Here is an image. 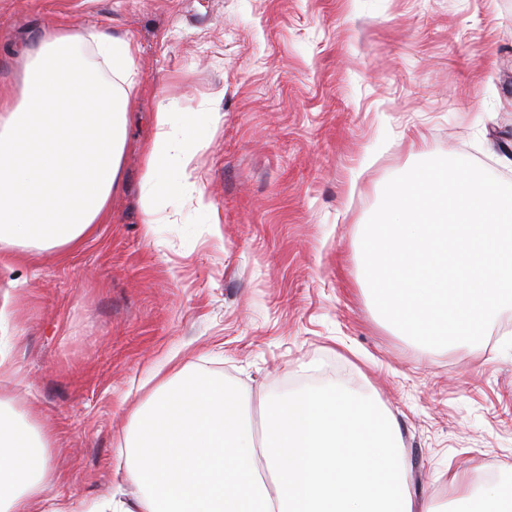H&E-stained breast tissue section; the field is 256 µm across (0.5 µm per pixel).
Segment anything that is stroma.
<instances>
[{"mask_svg":"<svg viewBox=\"0 0 512 512\" xmlns=\"http://www.w3.org/2000/svg\"><path fill=\"white\" fill-rule=\"evenodd\" d=\"M130 38L137 84L110 217L76 251L0 263V394L49 426L43 512L137 494L118 451L154 370L203 366L251 412L298 376L373 385L414 499L455 512L512 469V309L484 340L421 352L365 288L359 234L418 161L498 162L512 135V0H0V88L47 23ZM219 106L193 178L218 223L169 200L146 226L143 146Z\"/></svg>","mask_w":512,"mask_h":512,"instance_id":"1","label":"stroma"}]
</instances>
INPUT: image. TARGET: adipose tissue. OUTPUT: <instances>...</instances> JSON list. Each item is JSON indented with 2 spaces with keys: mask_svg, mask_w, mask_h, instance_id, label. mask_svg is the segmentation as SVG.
<instances>
[{
  "mask_svg": "<svg viewBox=\"0 0 512 512\" xmlns=\"http://www.w3.org/2000/svg\"><path fill=\"white\" fill-rule=\"evenodd\" d=\"M21 89L0 91V262L72 251L104 223L118 185L136 84L130 41L46 26ZM94 45L112 84L91 106L59 109L62 63ZM221 113L176 125L154 114L142 198L146 224L189 198L205 223L218 214L193 180L197 130ZM120 450L138 488L133 505L103 498L96 512H434L408 490L401 434L370 386L306 382L265 401L252 423L238 389L202 367L162 377L132 415ZM48 428L22 433L0 413V512H34L56 477Z\"/></svg>",
  "mask_w": 512,
  "mask_h": 512,
  "instance_id": "ef3b65f1",
  "label": "adipose tissue"
}]
</instances>
